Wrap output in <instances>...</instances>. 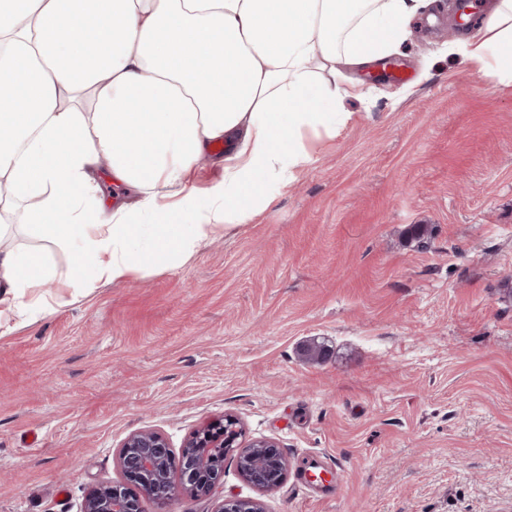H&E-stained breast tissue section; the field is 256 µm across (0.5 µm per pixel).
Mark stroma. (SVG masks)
Masks as SVG:
<instances>
[{"label": "stroma", "instance_id": "1", "mask_svg": "<svg viewBox=\"0 0 512 512\" xmlns=\"http://www.w3.org/2000/svg\"><path fill=\"white\" fill-rule=\"evenodd\" d=\"M429 12L390 68H347L363 97L249 223L82 296L47 283L46 314L0 337V512H79L129 434L177 451L226 413L278 442L282 484L228 459L170 512H512V85L449 55L456 0ZM27 211L0 213L8 247L71 266ZM315 460L338 489L302 485ZM215 512H266V510L258 499L229 497L219 503Z\"/></svg>", "mask_w": 512, "mask_h": 512}]
</instances>
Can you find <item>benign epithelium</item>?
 I'll return each mask as SVG.
<instances>
[{
    "label": "benign epithelium",
    "instance_id": "obj_1",
    "mask_svg": "<svg viewBox=\"0 0 512 512\" xmlns=\"http://www.w3.org/2000/svg\"><path fill=\"white\" fill-rule=\"evenodd\" d=\"M243 430L241 421L225 414L195 429L180 452L171 449L167 438L154 430L130 434L118 453L123 474L120 482L92 487L85 495L81 512H144L146 501H155L162 512L184 496H208L224 477L222 460L208 453L211 448L235 449L248 457L260 455L277 460L274 472L263 462L240 472L245 483L258 491L277 488L287 472L288 463L272 439L241 441L234 437ZM215 512H266L254 498L229 497Z\"/></svg>",
    "mask_w": 512,
    "mask_h": 512
}]
</instances>
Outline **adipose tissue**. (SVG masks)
I'll list each match as a JSON object with an SVG mask.
<instances>
[{
  "mask_svg": "<svg viewBox=\"0 0 512 512\" xmlns=\"http://www.w3.org/2000/svg\"><path fill=\"white\" fill-rule=\"evenodd\" d=\"M427 2L0 0V193L37 201L30 224L76 258L0 249V335L45 313L46 279L90 290L249 223L307 162L304 131L343 120L340 64L390 55ZM452 53L512 84V0ZM218 143L224 178L197 194L189 175ZM104 162L136 207L95 210Z\"/></svg>",
  "mask_w": 512,
  "mask_h": 512,
  "instance_id": "1",
  "label": "adipose tissue"
}]
</instances>
